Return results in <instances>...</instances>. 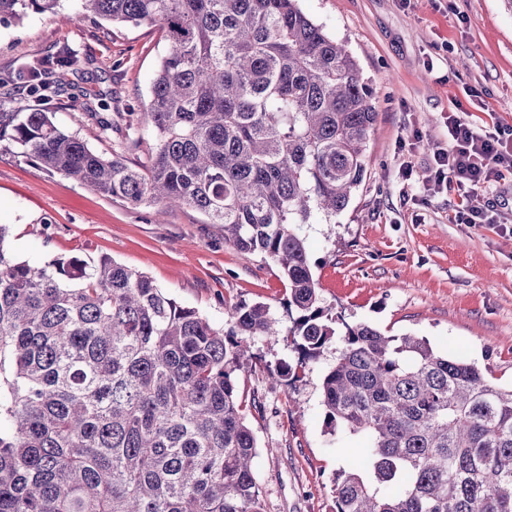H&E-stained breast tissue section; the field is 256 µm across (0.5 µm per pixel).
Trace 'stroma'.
<instances>
[{
	"label": "stroma",
	"mask_w": 512,
	"mask_h": 512,
	"mask_svg": "<svg viewBox=\"0 0 512 512\" xmlns=\"http://www.w3.org/2000/svg\"><path fill=\"white\" fill-rule=\"evenodd\" d=\"M315 21L347 41L373 92L378 117L360 190L335 223L306 227L320 294L347 322L390 336L426 338L435 351L462 355L491 382L512 383V175L476 195L495 205V224L453 223L455 192L407 188L399 168L427 175L444 116L462 103L486 131L512 126V5L507 0H301ZM63 26L32 14L0 25V74L51 59L66 49L83 60L69 74L70 97L44 102L65 130L103 154L89 112L131 113L140 139L127 159L147 162L155 140L144 105L164 41L158 28L105 29L64 0ZM434 70H427V61ZM0 224L11 249L35 265L56 258L107 256L145 273L215 327L226 307L262 303L289 325L288 285L277 266L225 245L220 225L190 209L156 219L60 173L42 169L0 142ZM237 373L238 396L257 440L255 474L266 512H334V482L366 455L359 438L336 441L324 425L321 367L289 386L269 388L266 369L295 354L280 338L255 337Z\"/></svg>",
	"instance_id": "stroma-1"
}]
</instances>
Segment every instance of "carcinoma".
<instances>
[{
    "label": "carcinoma",
    "mask_w": 512,
    "mask_h": 512,
    "mask_svg": "<svg viewBox=\"0 0 512 512\" xmlns=\"http://www.w3.org/2000/svg\"><path fill=\"white\" fill-rule=\"evenodd\" d=\"M60 2L0 0V24ZM79 2L97 23L164 32L146 108L155 151L131 165L50 112L5 111L20 74L0 77V142L133 207L222 225L224 243L279 267L291 326L240 303L217 329L108 257L32 265L0 224V512H264L235 383L256 336L298 354L268 370L273 386L332 354L324 424L367 451L335 481V512H512V386L323 305L304 229L349 206L378 115L346 44L299 0ZM33 78L42 100L69 89L54 70Z\"/></svg>",
    "instance_id": "obj_1"
}]
</instances>
